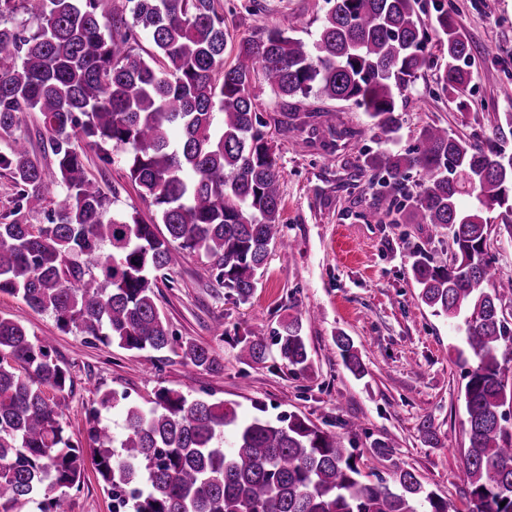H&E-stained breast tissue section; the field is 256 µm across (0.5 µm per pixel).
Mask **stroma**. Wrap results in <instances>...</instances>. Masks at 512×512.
<instances>
[{
  "mask_svg": "<svg viewBox=\"0 0 512 512\" xmlns=\"http://www.w3.org/2000/svg\"><path fill=\"white\" fill-rule=\"evenodd\" d=\"M231 40L263 28H296L304 40L317 36L329 8L327 0H217ZM455 20L478 48H492L493 59L477 61L472 89L464 100L442 94L437 77L443 54H434L398 103L400 129L394 142L371 135L339 147L323 145L311 129L324 121L364 128L369 120L351 102L305 100L294 130L281 132L277 99L270 87L251 88L256 111L272 137L282 170L280 208L283 243L270 254L252 297L239 301L218 287L205 258L183 257L160 282L157 304L171 330L183 341L212 349L218 371L193 370L168 354L152 369L146 354L88 343L77 331L63 332L50 312L32 310L18 297L0 294V315L21 323L30 336L55 339L57 358L73 380L62 399L63 425L84 438V419L100 394L128 393L145 405L158 387L237 404L250 416L263 404L268 416L297 413L318 427L344 433L345 423H359L351 444L363 472L390 476L393 467L412 470L430 488L451 501L458 512L470 504L458 480L467 439L460 398L464 369L456 358L459 343L447 319L433 315L418 298L409 268L411 246L428 255L450 250L447 230L431 224H388L372 215L366 183L348 187L360 154L366 150H406L420 129L436 123L449 131L484 140L490 134L487 109L512 112V101L499 94L512 82V0H451ZM112 163L101 166L85 150L88 175L104 191L114 192L112 209L138 212L154 220L156 209L140 197L127 177L125 151L112 147ZM313 312L303 334L312 368L293 372L269 346L263 362L240 361V341L249 331L275 336L294 309ZM223 319L225 335L216 338L213 324ZM350 336L366 368L355 378L343 365L334 344L338 333ZM388 443L387 457L372 451L374 440ZM68 512H112V498L86 465L79 488L69 490Z\"/></svg>",
  "mask_w": 512,
  "mask_h": 512,
  "instance_id": "35a3bbf8",
  "label": "stroma"
}]
</instances>
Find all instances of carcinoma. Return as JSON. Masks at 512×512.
Returning a JSON list of instances; mask_svg holds the SVG:
<instances>
[{
  "label": "carcinoma",
  "instance_id": "obj_1",
  "mask_svg": "<svg viewBox=\"0 0 512 512\" xmlns=\"http://www.w3.org/2000/svg\"><path fill=\"white\" fill-rule=\"evenodd\" d=\"M133 22L106 12L102 0H0V170L15 187L12 220L0 222V293L49 311L57 327L87 342L148 352L155 368L175 338L156 303V281L184 255L207 259L210 276L245 302L257 274L282 239L281 170L257 115L255 78L271 87L288 130L309 97L352 101L369 129L391 141L400 129L399 98L430 63L431 38L418 0H328L313 42L264 29L234 44L217 0H129ZM430 27L448 64L438 85L457 97L469 91L473 48L447 0H433ZM148 31L157 54L134 53V27ZM21 64H16V60ZM36 112L55 180L15 134L20 114ZM491 136L478 142L427 124L403 152L363 154L360 176L375 194V212L395 224L448 227L451 258L436 261L416 247L410 274L421 302L460 333L456 348L467 367L462 390L465 450L459 479L470 512H512V392L504 363L512 355V277L488 254L486 214L512 213V113L491 109ZM324 142L337 146L366 130L325 123ZM109 165L107 145L127 153L128 177L157 208L158 225L139 214H114L97 180L86 172L82 145ZM416 170L415 189L405 185ZM52 197L46 224L22 213ZM471 198L473 206H463ZM344 367L356 378L364 364L351 337L334 338ZM285 365L312 366L302 315L280 325ZM267 338L251 331L243 363L264 360ZM193 368L213 370L210 347L179 344ZM72 386L50 337L33 339L19 322L0 316V512L40 500V512H64L65 490L79 487L86 450L61 422L60 402L47 395ZM123 413V433L101 412ZM97 444L95 470L112 495L113 512H458L416 474L396 468L390 478L364 474L341 435L295 413L274 420L242 417L237 406L160 387L151 406L103 393L86 415ZM505 506H500V503Z\"/></svg>",
  "mask_w": 512,
  "mask_h": 512
}]
</instances>
